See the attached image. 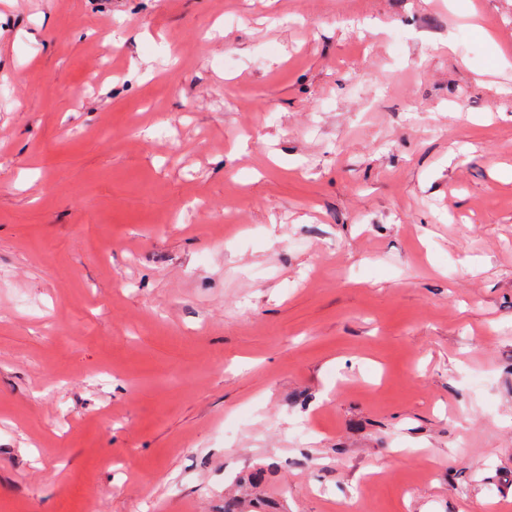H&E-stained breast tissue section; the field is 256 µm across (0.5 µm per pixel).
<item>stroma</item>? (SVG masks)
Returning a JSON list of instances; mask_svg holds the SVG:
<instances>
[{"label": "stroma", "mask_w": 512, "mask_h": 512, "mask_svg": "<svg viewBox=\"0 0 512 512\" xmlns=\"http://www.w3.org/2000/svg\"><path fill=\"white\" fill-rule=\"evenodd\" d=\"M235 494L512 512V0H0V512Z\"/></svg>", "instance_id": "1"}]
</instances>
